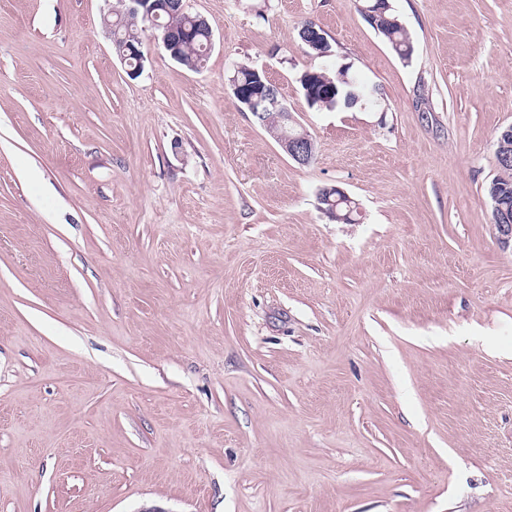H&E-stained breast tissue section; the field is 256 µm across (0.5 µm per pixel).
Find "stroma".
Here are the masks:
<instances>
[{
	"label": "stroma",
	"mask_w": 512,
	"mask_h": 512,
	"mask_svg": "<svg viewBox=\"0 0 512 512\" xmlns=\"http://www.w3.org/2000/svg\"><path fill=\"white\" fill-rule=\"evenodd\" d=\"M389 3L410 59L364 0H186L204 67L149 37L133 79L113 0H0V512H512V0ZM343 66L372 104L309 107ZM385 15L391 20L382 25H378L376 28L370 23H374L375 13L365 9V16L370 22L371 27L382 35L386 41L390 44L393 51L402 59H408L412 56L414 47L413 43L405 30V27L399 20L398 16L393 13L392 9H388ZM375 24V23H374ZM252 72L255 73L256 78L260 83H262V78L265 81H270L266 77L264 71H259L257 69H253L251 71V68L248 67L239 68V70L234 72V76L239 84H248L252 82L250 79L253 75ZM238 83L233 87V91L235 93V98L237 101L242 103L241 105L244 109H246L245 106H247L251 111H254L259 105L266 103L273 109L282 111L281 113H283V118L286 124L283 125L284 121L278 113L267 111L271 113H268V122L264 126V129L275 139L276 135H278L284 128L283 132L276 138V141L281 148L299 165L304 166L311 163L316 152L315 142L308 131L297 121L293 112H288V106L280 98L281 94L277 87H273V89H269L268 91L271 92L273 90L279 97L273 98L270 96L268 98L266 96H262L260 91L249 92L244 90L243 87L238 85ZM505 128L498 133L494 143L495 157L500 174L489 183L486 192L492 204L493 220L499 230L500 241L503 244H509V242L512 241V218H510L507 213H504L500 216V224H497V216L495 213V206L498 202L502 206L512 210V166L507 167L501 165L499 158L500 153L503 151L512 152V139L510 138L503 142L500 140L501 133L504 129L503 136H507L510 133L512 134V126ZM492 191H495L494 194ZM496 194L499 196V201L495 198Z\"/></svg>",
	"instance_id": "obj_1"
}]
</instances>
